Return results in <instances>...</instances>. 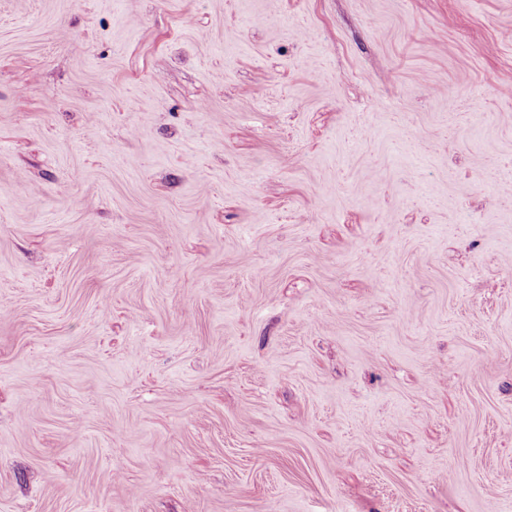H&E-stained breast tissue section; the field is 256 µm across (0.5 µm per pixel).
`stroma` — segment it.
<instances>
[{"label": "stroma", "mask_w": 512, "mask_h": 512, "mask_svg": "<svg viewBox=\"0 0 512 512\" xmlns=\"http://www.w3.org/2000/svg\"><path fill=\"white\" fill-rule=\"evenodd\" d=\"M512 0H0V512H512Z\"/></svg>", "instance_id": "35a3bbf8"}]
</instances>
